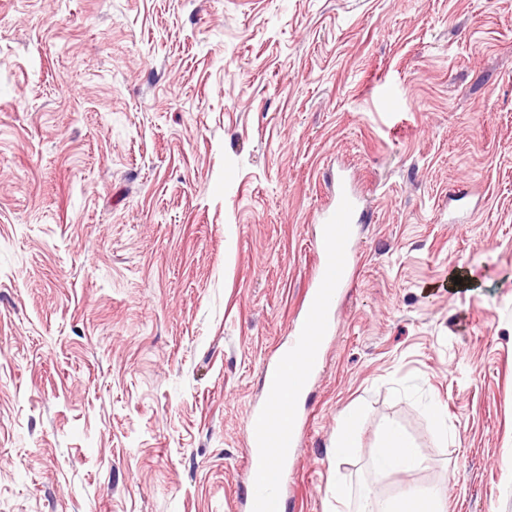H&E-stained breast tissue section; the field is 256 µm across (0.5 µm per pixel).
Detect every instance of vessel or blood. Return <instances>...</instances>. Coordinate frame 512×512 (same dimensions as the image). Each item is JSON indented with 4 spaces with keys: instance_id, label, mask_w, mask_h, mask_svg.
Returning <instances> with one entry per match:
<instances>
[{
    "instance_id": "b4317fda",
    "label": "vessel or blood",
    "mask_w": 512,
    "mask_h": 512,
    "mask_svg": "<svg viewBox=\"0 0 512 512\" xmlns=\"http://www.w3.org/2000/svg\"><path fill=\"white\" fill-rule=\"evenodd\" d=\"M358 209L354 191L338 183L336 204L323 212L319 231L311 239L318 270L306 291L304 312L290 325L277 362L265 371V400L246 413L250 512H282L286 472L300 428L297 402L320 371L336 299L356 260Z\"/></svg>"
}]
</instances>
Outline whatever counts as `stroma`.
Returning a JSON list of instances; mask_svg holds the SVG:
<instances>
[{"instance_id": "35a3bbf8", "label": "stroma", "mask_w": 512, "mask_h": 512, "mask_svg": "<svg viewBox=\"0 0 512 512\" xmlns=\"http://www.w3.org/2000/svg\"><path fill=\"white\" fill-rule=\"evenodd\" d=\"M340 178L286 512H512V0H0V512H244ZM390 420L423 468L374 469ZM358 209L354 191L345 182L337 183L336 205L323 212L319 232L312 235L318 270L306 291L304 312L289 326L277 362L266 368L265 400L246 412L251 448L246 472L249 512L282 511L288 462L300 428L297 402L320 372L336 299L356 260ZM285 363L294 366L290 373L284 370ZM356 425L357 416L351 413L343 419L342 423L337 428L336 433L332 437L330 446L336 460L349 456L356 448ZM357 512H443L444 498L437 488H415L398 497L379 500L371 492L363 494Z\"/></svg>"}]
</instances>
